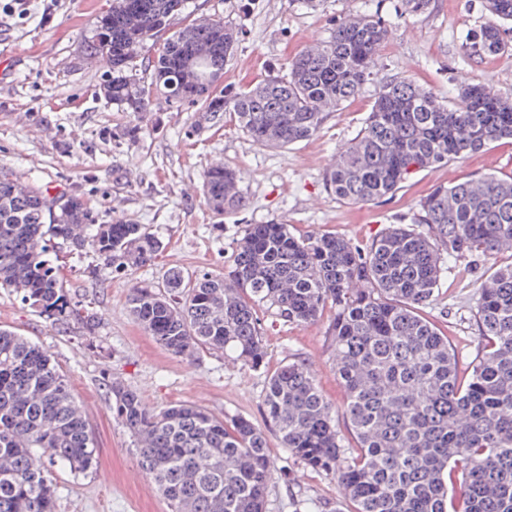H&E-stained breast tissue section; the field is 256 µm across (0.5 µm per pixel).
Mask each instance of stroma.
Here are the masks:
<instances>
[{
    "label": "stroma",
    "instance_id": "stroma-1",
    "mask_svg": "<svg viewBox=\"0 0 512 512\" xmlns=\"http://www.w3.org/2000/svg\"><path fill=\"white\" fill-rule=\"evenodd\" d=\"M111 0H30L26 15L0 14V175L13 174L83 198L98 223L123 217L145 225L163 243L149 265L112 272L91 249L57 248L63 285L99 325L55 324L0 288V327L27 337L53 356L82 407L97 448L87 473L54 469L57 512H168V505L139 465L133 437L114 418L103 384L132 388L158 410L175 404L206 408L216 416H244L265 426L262 406L268 377L288 360L312 364L317 383L335 410L346 392L332 361L333 310L296 326L265 310L267 357L247 371L218 350L193 357L170 354L134 321L127 308L131 288L157 284L171 268L198 275L223 274L250 224H285L298 235L333 233L366 247L386 226L415 223L418 203L436 185L489 173L512 177V142L491 144L466 158L418 171L379 203L348 205L327 192L324 175L338 149L364 127L375 97L366 85L354 101L330 113L317 134L285 149L250 144L231 122H202L198 107H161L135 115L99 92L102 71L87 56L84 38ZM400 0H189L170 21L179 30L194 19L222 18L238 31L225 86L240 89L269 68L287 69L309 39H327L344 14H376L391 29L382 50L383 74L404 76L438 97L453 99L465 83H492L512 100V50L466 57L459 45L486 20L483 0H432L418 15L399 12ZM215 162L236 168L246 194L240 210L217 216L201 190ZM436 302L422 311L447 336L461 369H470L481 338L473 317L481 281L512 266V251L486 260L453 259ZM268 448L275 465L267 512H351L333 478L298 463L276 436Z\"/></svg>",
    "mask_w": 512,
    "mask_h": 512
}]
</instances>
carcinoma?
<instances>
[{
	"mask_svg": "<svg viewBox=\"0 0 512 512\" xmlns=\"http://www.w3.org/2000/svg\"><path fill=\"white\" fill-rule=\"evenodd\" d=\"M185 0H112L87 37L103 68L100 92L126 112L152 102L192 104L215 124L227 119L258 145L286 149L314 136L327 113L378 92L365 126L339 148L325 186L352 205L379 201L414 172L435 169L512 140V102L490 83L464 84L444 101L408 78L381 75L390 26L347 15L328 39L297 52L288 72L252 85H222L238 33L200 18L159 44L150 81L134 77L145 42L166 29ZM487 21L461 44L465 56L512 47V0H484ZM217 215L244 206L238 173L223 163L203 175ZM420 230L391 224L367 249L331 233L293 234L286 224H249L224 275L194 279L178 269L162 285H136L127 307L169 353L224 351L242 368L264 366L257 309L301 326L336 310L332 361L348 399L351 447L311 365L288 361L263 393L266 422L282 447L336 479L354 512H512V267L481 284L474 318L483 347L459 378L448 338L420 315L436 299L447 258H491L512 249V178L487 174L440 184L419 202ZM89 247L114 272L145 266L162 250L127 219L97 224L84 200L51 196L21 177L0 176V286L48 320L83 316L64 291L47 242ZM112 415L137 441L139 464L169 512H266L275 467L262 429L189 404L151 410L132 389L110 384ZM84 411L52 356L0 328V512H56L52 468L84 473L95 462Z\"/></svg>",
	"mask_w": 512,
	"mask_h": 512,
	"instance_id": "carcinoma-1",
	"label": "carcinoma"
}]
</instances>
